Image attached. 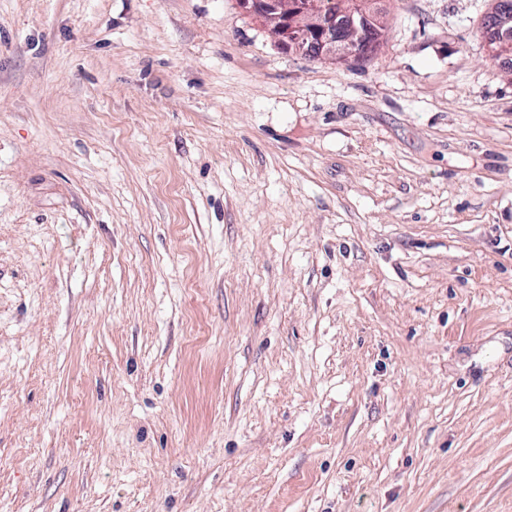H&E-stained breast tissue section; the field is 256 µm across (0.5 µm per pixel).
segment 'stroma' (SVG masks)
<instances>
[{
	"instance_id": "35a3bbf8",
	"label": "stroma",
	"mask_w": 512,
	"mask_h": 512,
	"mask_svg": "<svg viewBox=\"0 0 512 512\" xmlns=\"http://www.w3.org/2000/svg\"><path fill=\"white\" fill-rule=\"evenodd\" d=\"M495 5L0 0V512H512ZM321 1L325 12L336 19L340 4L350 0ZM354 3L356 6L338 14L341 18L335 22L318 0H239L241 8L263 22L279 44L336 63L358 62L366 55L365 20L369 15L374 16L380 30L368 54H376L385 37L384 9L371 1Z\"/></svg>"
}]
</instances>
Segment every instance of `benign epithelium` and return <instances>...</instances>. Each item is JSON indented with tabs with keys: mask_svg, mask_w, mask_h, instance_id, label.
Wrapping results in <instances>:
<instances>
[{
	"mask_svg": "<svg viewBox=\"0 0 512 512\" xmlns=\"http://www.w3.org/2000/svg\"><path fill=\"white\" fill-rule=\"evenodd\" d=\"M241 8L259 19L281 45L318 59L336 63L362 60L365 20L374 16L379 27L373 52L381 47L387 27L384 9L371 0H358L356 6L340 13L335 21L326 15L320 0H239ZM512 39V16L501 15L492 29V54Z\"/></svg>",
	"mask_w": 512,
	"mask_h": 512,
	"instance_id": "1",
	"label": "benign epithelium"
}]
</instances>
